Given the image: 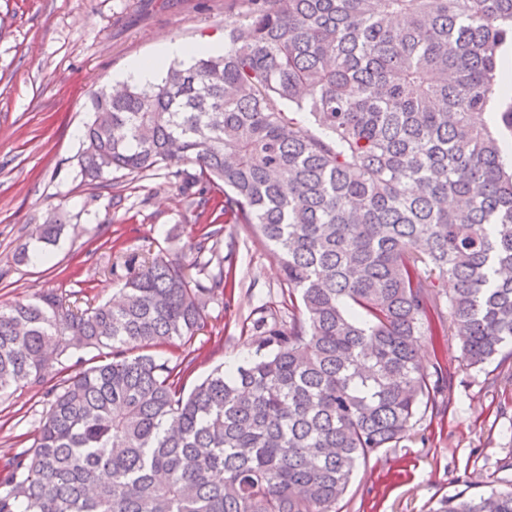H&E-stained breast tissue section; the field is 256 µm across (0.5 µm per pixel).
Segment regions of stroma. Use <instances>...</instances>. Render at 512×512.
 <instances>
[{"instance_id": "35a3bbf8", "label": "stroma", "mask_w": 512, "mask_h": 512, "mask_svg": "<svg viewBox=\"0 0 512 512\" xmlns=\"http://www.w3.org/2000/svg\"><path fill=\"white\" fill-rule=\"evenodd\" d=\"M246 0H0V305L47 291L111 299L128 272L126 257L159 252L196 257L197 209L165 172L119 171L91 181L80 174V132L93 94L134 59L170 40L223 37ZM57 218L65 230L42 250L36 228ZM219 256L236 268L233 300L210 301L207 323L192 340L191 380L254 354L242 330L261 313L287 321L288 286L271 246L251 225L222 227ZM452 375L449 405L432 408L396 447L381 449L356 471L340 512H435L484 482L512 480L498 462L512 456V382L495 364H462L456 340L432 350ZM49 407L46 389L14 386L0 395V456L31 448Z\"/></svg>"}]
</instances>
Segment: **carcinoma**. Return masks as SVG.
I'll return each instance as SVG.
<instances>
[{
    "label": "carcinoma",
    "mask_w": 512,
    "mask_h": 512,
    "mask_svg": "<svg viewBox=\"0 0 512 512\" xmlns=\"http://www.w3.org/2000/svg\"><path fill=\"white\" fill-rule=\"evenodd\" d=\"M250 2L224 54L95 93L80 167L197 166L172 176L219 190L204 204L254 226L300 305L253 321L255 356L189 390L195 358L163 351L233 294L222 258L215 274L144 259L118 301L84 309L76 292L1 305L0 395L49 383L51 400L33 448L0 457V512H336L356 469L451 390L421 340L454 336L466 366L512 380V166L482 119L512 0ZM88 348L108 359L87 365ZM486 487L436 512H512L511 480Z\"/></svg>",
    "instance_id": "1"
}]
</instances>
